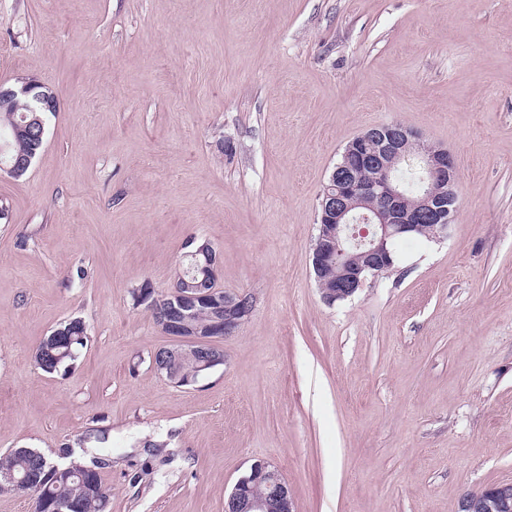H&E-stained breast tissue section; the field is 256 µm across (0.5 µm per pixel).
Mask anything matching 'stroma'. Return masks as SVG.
Here are the masks:
<instances>
[{
    "instance_id": "obj_1",
    "label": "stroma",
    "mask_w": 512,
    "mask_h": 512,
    "mask_svg": "<svg viewBox=\"0 0 512 512\" xmlns=\"http://www.w3.org/2000/svg\"><path fill=\"white\" fill-rule=\"evenodd\" d=\"M55 92L0 172V455L83 448L107 512H224L253 463L295 512H458L512 484V0H0V84ZM398 122L448 149L442 243L326 305L311 252L346 143ZM252 294L223 365L178 386L131 293L187 242ZM69 372L35 365L71 318ZM88 335L87 325L81 319L64 322L38 345L35 356L37 366L46 373L73 368L81 349L87 346Z\"/></svg>"
}]
</instances>
